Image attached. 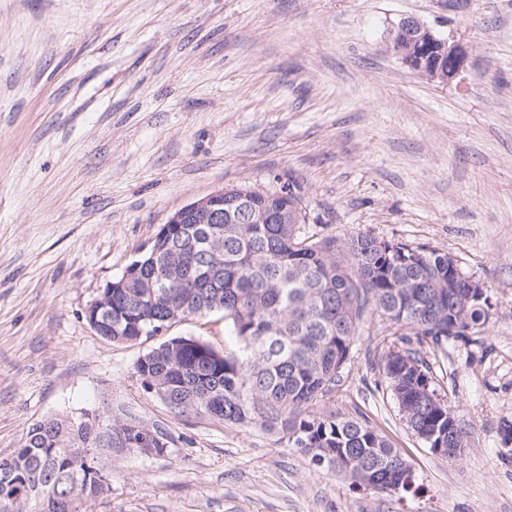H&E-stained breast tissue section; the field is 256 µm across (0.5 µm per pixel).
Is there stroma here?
<instances>
[{
    "label": "stroma",
    "instance_id": "1",
    "mask_svg": "<svg viewBox=\"0 0 512 512\" xmlns=\"http://www.w3.org/2000/svg\"><path fill=\"white\" fill-rule=\"evenodd\" d=\"M405 16L467 46L426 80L392 55ZM291 180L309 228L450 253L483 283L484 330L423 345L469 432L453 459L406 427L366 315L326 408L369 424L419 494L356 489L257 425L175 414L85 311L169 216L232 185ZM233 347L224 315L162 338ZM95 410L163 432L101 459L83 512H512V0H0V457L49 417Z\"/></svg>",
    "mask_w": 512,
    "mask_h": 512
}]
</instances>
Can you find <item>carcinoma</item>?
Returning <instances> with one entry per match:
<instances>
[{
	"label": "carcinoma",
	"mask_w": 512,
	"mask_h": 512,
	"mask_svg": "<svg viewBox=\"0 0 512 512\" xmlns=\"http://www.w3.org/2000/svg\"><path fill=\"white\" fill-rule=\"evenodd\" d=\"M259 209L305 210L298 186L288 199L271 193L253 198ZM155 262L142 257L139 276L112 289L102 320L110 340L135 343L170 326V317L224 314L235 349L219 352L192 338H177L176 353L158 345L136 365L141 377L163 386L177 400L176 413L215 408L218 419L258 424L287 440L316 466L343 472L354 461L351 484L392 495L415 482L399 449L368 425L322 404L336 392L366 311L413 331L420 343L441 347L482 328L488 313L471 303L448 301L453 259L445 252L418 253L405 244L395 252L378 239L358 235L345 242L307 231L301 224H183L158 235ZM194 252L191 265L168 268L176 254ZM167 280L165 288L149 281ZM387 387L404 412L406 426L429 449L463 448L468 431L437 393L433 377L410 347L390 342L380 358ZM112 446H137L135 425L90 430L79 419L52 417L33 424L22 447L21 465L0 471V494L16 495L10 512H80L82 504L110 489L100 472L103 434ZM84 453L80 471L71 451Z\"/></svg>",
	"instance_id": "obj_1"
}]
</instances>
